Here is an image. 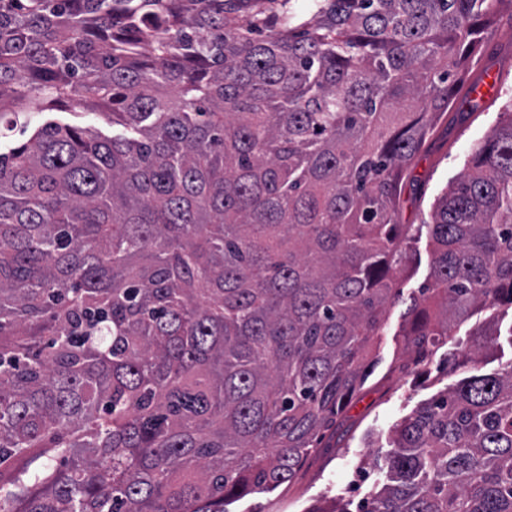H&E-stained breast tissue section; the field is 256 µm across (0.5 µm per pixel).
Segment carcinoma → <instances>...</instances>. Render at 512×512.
<instances>
[{
  "mask_svg": "<svg viewBox=\"0 0 512 512\" xmlns=\"http://www.w3.org/2000/svg\"><path fill=\"white\" fill-rule=\"evenodd\" d=\"M0 0V512H228L291 483L360 389L415 229L418 365L512 309V105L431 221L405 172L486 0ZM491 323L465 348L475 362ZM362 512H512V363L419 406ZM310 3L309 0H290L284 7L282 0H251L244 6L241 15L243 20L259 19L265 26L273 28L285 10L309 18L312 14ZM97 109L66 106L62 112H27L20 114L17 125L4 124L1 128L0 145L3 151L16 147L26 141L30 130L34 126L49 120L83 128H90L104 135L112 136V116L103 114ZM28 122L25 130V122ZM427 241L426 229L423 228L421 239L413 245L411 261L406 268L397 271L395 274L398 287L402 288V294L405 298L430 282V259Z\"/></svg>",
  "mask_w": 512,
  "mask_h": 512,
  "instance_id": "cac0c4a2",
  "label": "carcinoma"
}]
</instances>
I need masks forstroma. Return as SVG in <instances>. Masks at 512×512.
<instances>
[{"instance_id": "1", "label": "stroma", "mask_w": 512, "mask_h": 512, "mask_svg": "<svg viewBox=\"0 0 512 512\" xmlns=\"http://www.w3.org/2000/svg\"><path fill=\"white\" fill-rule=\"evenodd\" d=\"M286 10L305 17L311 14L309 0H248L242 17L260 20L271 28ZM488 11L490 23L483 43L474 51L467 70L458 74L457 84L459 89H466L479 79L483 69L493 68L502 75L501 91L496 99L480 101L465 124L437 131L430 149L415 158L411 180L400 195L401 223L417 225L429 220L438 199L464 171L476 146L491 134L506 100L512 97V10L498 0H489ZM49 120L107 136L112 133L111 116L97 109L67 106L55 113L30 112L20 124L0 126V147L20 145L27 139L28 127ZM404 312L401 303L388 308L377 356L346 409L342 435L313 452L291 485L270 494L246 496L230 504V512H310L314 507L330 512L339 503L358 507L385 481L383 472L365 465L369 449L387 446L398 424L460 378L492 373L512 361V321L506 319L478 363L449 372L445 352L440 349L423 364L408 367L403 335L410 323Z\"/></svg>"}]
</instances>
